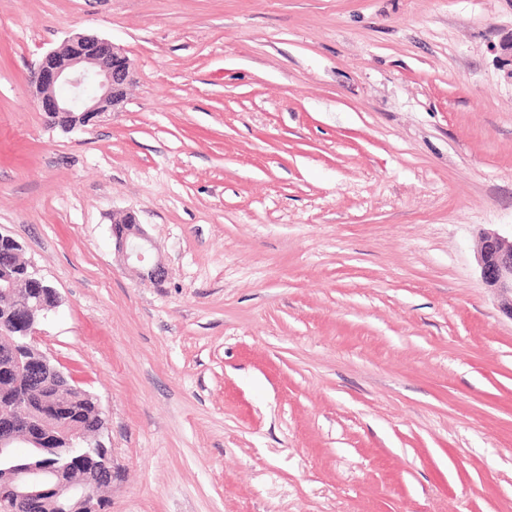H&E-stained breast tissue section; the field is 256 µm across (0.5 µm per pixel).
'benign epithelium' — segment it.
<instances>
[{"label":"benign epithelium","mask_w":512,"mask_h":512,"mask_svg":"<svg viewBox=\"0 0 512 512\" xmlns=\"http://www.w3.org/2000/svg\"><path fill=\"white\" fill-rule=\"evenodd\" d=\"M132 63L103 38L78 35L60 50L45 54L34 69L31 79L35 84L38 103L51 122L64 130L96 125L108 109L123 102L131 80ZM112 238L123 264L140 274L159 280L164 277L162 262L148 261L150 240L136 215L127 211L112 225ZM478 265L484 284L494 293L510 298L504 313L512 319V237L497 232H486L481 239ZM0 295L8 298L9 318L28 338V348L36 347L35 307L29 298L20 296L13 284L0 283ZM31 383L37 387H55L67 382L66 373L39 352ZM29 397L20 394L9 425L0 430V457L7 456L22 443L20 429L28 425ZM8 483L0 488V512H42L43 495L53 491L49 509L53 512H100L99 498L91 495L88 482H73L50 469L30 468L7 472Z\"/></svg>","instance_id":"7a95c632"}]
</instances>
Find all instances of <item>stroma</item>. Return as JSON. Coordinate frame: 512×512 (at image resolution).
<instances>
[{
  "label": "stroma",
  "instance_id": "35a3bbf8",
  "mask_svg": "<svg viewBox=\"0 0 512 512\" xmlns=\"http://www.w3.org/2000/svg\"><path fill=\"white\" fill-rule=\"evenodd\" d=\"M77 35L134 74L64 132L30 72ZM511 42L512 0H0V232L106 512H512ZM115 248L124 265L131 266L143 276L159 280L165 275L162 262L148 261L150 240L145 234L136 215L127 211L116 218L112 225ZM478 265L487 288L502 297H510L504 313L512 318V233L510 238L498 232L484 233ZM7 270L13 276L28 279L27 283H24L23 287H21L20 289L22 293L34 297V299L38 300L42 305L51 306L57 302L56 290L52 286L48 285L45 279H43L42 277H40V281L45 284V288H51V290L54 291L56 301L50 294L43 291L44 288H42L38 282L28 277L26 269L7 267Z\"/></svg>",
  "mask_w": 512,
  "mask_h": 512
}]
</instances>
